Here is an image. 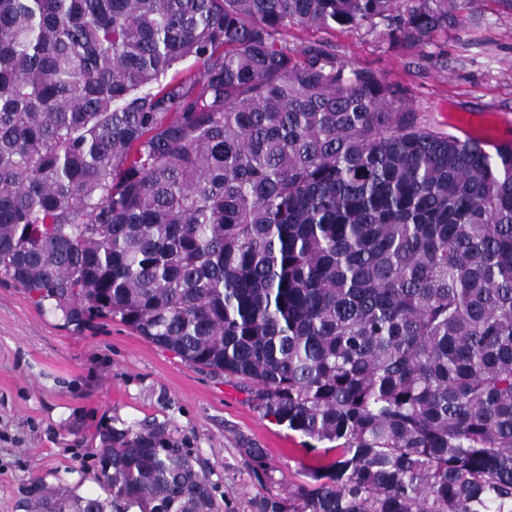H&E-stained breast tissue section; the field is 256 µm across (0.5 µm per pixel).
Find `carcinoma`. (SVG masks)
<instances>
[{"instance_id": "cac0c4a2", "label": "carcinoma", "mask_w": 512, "mask_h": 512, "mask_svg": "<svg viewBox=\"0 0 512 512\" xmlns=\"http://www.w3.org/2000/svg\"><path fill=\"white\" fill-rule=\"evenodd\" d=\"M467 5L0 0V275L336 451L253 512H512V146L281 40L382 23L425 46ZM98 451L106 497L34 478L23 512H224L162 423Z\"/></svg>"}]
</instances>
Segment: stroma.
<instances>
[{"label":"stroma","instance_id":"35a3bbf8","mask_svg":"<svg viewBox=\"0 0 512 512\" xmlns=\"http://www.w3.org/2000/svg\"><path fill=\"white\" fill-rule=\"evenodd\" d=\"M464 29L424 47L398 46L368 27L290 26L289 47L321 45L337 61L402 87L414 108L453 133L448 114L483 119L512 141V12L473 0ZM250 383L216 376L150 343L119 320L82 330L41 310L0 276V512H18L29 479L82 495L94 480L102 432L165 424L198 457L226 512H252L255 497L288 494L307 467L330 460L299 434L262 417ZM266 449L273 471L256 478L242 449Z\"/></svg>","mask_w":512,"mask_h":512}]
</instances>
